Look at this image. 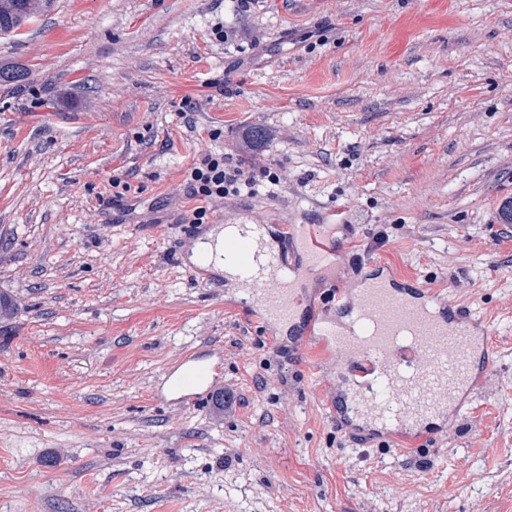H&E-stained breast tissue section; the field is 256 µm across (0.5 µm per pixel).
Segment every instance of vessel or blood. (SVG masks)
<instances>
[{
  "label": "vessel or blood",
  "instance_id": "obj_1",
  "mask_svg": "<svg viewBox=\"0 0 512 512\" xmlns=\"http://www.w3.org/2000/svg\"><path fill=\"white\" fill-rule=\"evenodd\" d=\"M309 226L302 236L300 257L283 261L279 247L266 240L248 213L237 217L234 233L225 237L226 259L248 272L252 309L280 326L291 325L306 300L298 282L310 280L328 267L335 250L330 226ZM337 309L349 312V322L327 320L315 336H298L300 348L336 347L344 351L337 392L348 393L356 419L383 420V434L422 436L429 421L447 422L458 410L461 396L477 392L487 382V367H472L478 349L488 346L490 329L471 311L449 312L433 289L417 284L398 286L391 274L366 279L363 286L336 293ZM217 363L198 362L168 372V388L184 399L208 393ZM399 395L397 412L383 416L377 391Z\"/></svg>",
  "mask_w": 512,
  "mask_h": 512
}]
</instances>
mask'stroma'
I'll return each mask as SVG.
<instances>
[{"mask_svg": "<svg viewBox=\"0 0 512 512\" xmlns=\"http://www.w3.org/2000/svg\"><path fill=\"white\" fill-rule=\"evenodd\" d=\"M0 66V512H512V0H48ZM256 125L285 186L208 224L338 210L306 319L373 262L489 322L445 430L348 435L335 352L187 266L186 173ZM192 355L224 370L181 403Z\"/></svg>", "mask_w": 512, "mask_h": 512, "instance_id": "stroma-1", "label": "stroma"}]
</instances>
